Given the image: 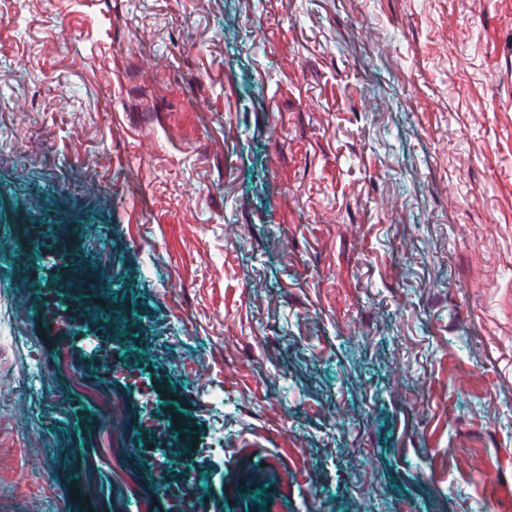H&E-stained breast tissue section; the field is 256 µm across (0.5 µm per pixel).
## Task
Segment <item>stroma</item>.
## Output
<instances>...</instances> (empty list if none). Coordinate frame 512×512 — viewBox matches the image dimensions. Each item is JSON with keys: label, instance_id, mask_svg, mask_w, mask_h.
<instances>
[{"label": "stroma", "instance_id": "35a3bbf8", "mask_svg": "<svg viewBox=\"0 0 512 512\" xmlns=\"http://www.w3.org/2000/svg\"><path fill=\"white\" fill-rule=\"evenodd\" d=\"M194 472L512 512V0H0V512Z\"/></svg>", "mask_w": 512, "mask_h": 512}]
</instances>
